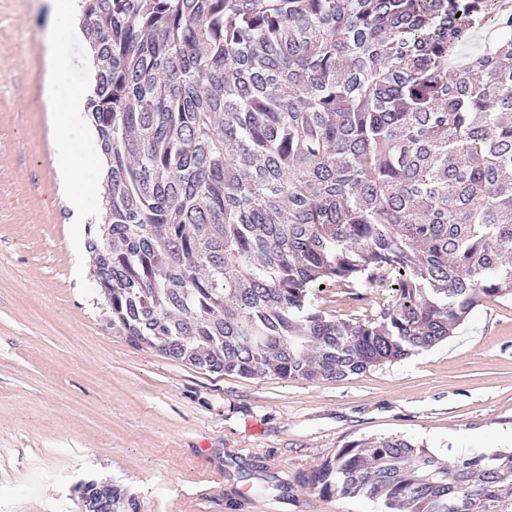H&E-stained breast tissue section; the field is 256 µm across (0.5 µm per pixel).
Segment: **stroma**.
Instances as JSON below:
<instances>
[{"mask_svg": "<svg viewBox=\"0 0 512 512\" xmlns=\"http://www.w3.org/2000/svg\"><path fill=\"white\" fill-rule=\"evenodd\" d=\"M45 0H0V512H83L89 479L141 512H381L313 476L347 441L400 436L451 460L512 448V301L484 302L444 341L341 381L216 376L113 333L85 230L98 219L97 144L82 215L64 199L44 100ZM378 292L328 288L334 315Z\"/></svg>", "mask_w": 512, "mask_h": 512, "instance_id": "stroma-1", "label": "stroma"}]
</instances>
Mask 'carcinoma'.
I'll use <instances>...</instances> for the list:
<instances>
[{"label": "carcinoma", "instance_id": "obj_1", "mask_svg": "<svg viewBox=\"0 0 512 512\" xmlns=\"http://www.w3.org/2000/svg\"><path fill=\"white\" fill-rule=\"evenodd\" d=\"M112 330L204 372L344 380L512 300V0H79ZM490 30L495 38L449 69ZM372 288L375 312L312 303ZM512 450L355 439L314 475L385 512H512ZM86 512H140L107 481Z\"/></svg>", "mask_w": 512, "mask_h": 512}]
</instances>
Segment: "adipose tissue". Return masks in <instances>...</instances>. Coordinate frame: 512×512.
Here are the masks:
<instances>
[{
  "label": "adipose tissue",
  "instance_id": "1",
  "mask_svg": "<svg viewBox=\"0 0 512 512\" xmlns=\"http://www.w3.org/2000/svg\"><path fill=\"white\" fill-rule=\"evenodd\" d=\"M54 26L59 33L52 40L46 56V97L56 110L54 122V152L60 175L72 195H79L83 185V174L73 161L70 132L86 129L88 119L85 109V91L82 87L70 86L63 76L69 65L67 37H79L74 25L78 11L77 0H47Z\"/></svg>",
  "mask_w": 512,
  "mask_h": 512
}]
</instances>
